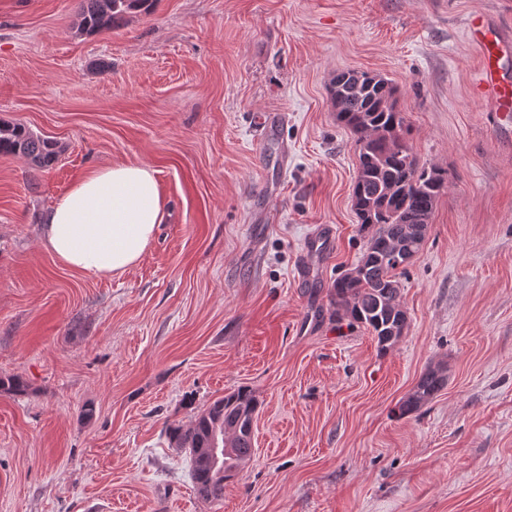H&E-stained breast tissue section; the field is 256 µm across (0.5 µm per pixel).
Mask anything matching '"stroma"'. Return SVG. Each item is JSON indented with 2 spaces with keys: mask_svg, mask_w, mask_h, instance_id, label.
Listing matches in <instances>:
<instances>
[{
  "mask_svg": "<svg viewBox=\"0 0 512 512\" xmlns=\"http://www.w3.org/2000/svg\"><path fill=\"white\" fill-rule=\"evenodd\" d=\"M79 7L0 0V120L64 147L0 156V376L30 386L0 393V512H512V133L468 35L511 31L512 0H158L84 36ZM349 69L396 87L419 163L449 174L383 355L330 296L367 240L328 94ZM116 163L156 169L168 216L135 267L90 277L42 219ZM439 362L447 388L398 417ZM240 388L254 454L209 502L164 428ZM333 239L334 231L331 227H320L305 240L294 268L298 280L306 279L313 260L323 259L330 253Z\"/></svg>",
  "mask_w": 512,
  "mask_h": 512,
  "instance_id": "stroma-1",
  "label": "stroma"
}]
</instances>
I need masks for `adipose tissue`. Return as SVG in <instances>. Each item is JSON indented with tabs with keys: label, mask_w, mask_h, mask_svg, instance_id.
<instances>
[{
	"label": "adipose tissue",
	"mask_w": 512,
	"mask_h": 512,
	"mask_svg": "<svg viewBox=\"0 0 512 512\" xmlns=\"http://www.w3.org/2000/svg\"><path fill=\"white\" fill-rule=\"evenodd\" d=\"M165 217L154 168L99 166L82 175L46 213L43 245L79 272L122 274L142 259Z\"/></svg>",
	"instance_id": "adipose-tissue-1"
}]
</instances>
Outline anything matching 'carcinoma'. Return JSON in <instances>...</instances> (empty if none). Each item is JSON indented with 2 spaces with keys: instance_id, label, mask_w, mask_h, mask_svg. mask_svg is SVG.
<instances>
[{
  "instance_id": "obj_1",
  "label": "carcinoma",
  "mask_w": 512,
  "mask_h": 512,
  "mask_svg": "<svg viewBox=\"0 0 512 512\" xmlns=\"http://www.w3.org/2000/svg\"><path fill=\"white\" fill-rule=\"evenodd\" d=\"M157 0H82L77 30L91 35L122 26L133 14L149 15ZM330 93L336 120L354 136L358 176L354 210L369 231L356 275L340 274L333 284L336 310L351 325L371 331L378 351L392 348L408 326L401 304L400 276L422 249L448 171L420 165L411 146L405 117L397 108L396 89L364 71L346 70L333 77ZM62 145L20 123L0 121V155L21 156L35 168L54 164ZM448 384L444 366L428 367L398 410H420ZM29 385L17 376L0 377V392L19 395ZM260 404L241 388L214 400L187 426L169 424L171 447L189 453L196 493L204 500L224 498V481L251 459L252 430Z\"/></svg>"
}]
</instances>
